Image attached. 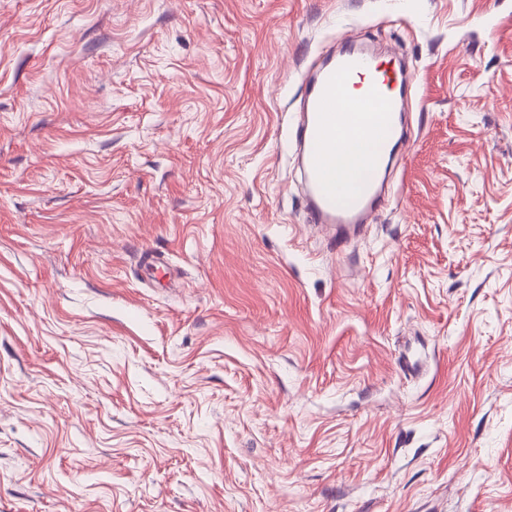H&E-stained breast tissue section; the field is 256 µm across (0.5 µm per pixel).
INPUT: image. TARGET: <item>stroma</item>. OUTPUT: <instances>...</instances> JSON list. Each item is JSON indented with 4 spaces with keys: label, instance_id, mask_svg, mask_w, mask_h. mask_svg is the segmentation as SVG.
<instances>
[{
    "label": "stroma",
    "instance_id": "35a3bbf8",
    "mask_svg": "<svg viewBox=\"0 0 512 512\" xmlns=\"http://www.w3.org/2000/svg\"><path fill=\"white\" fill-rule=\"evenodd\" d=\"M347 39L411 138L338 252ZM0 512H512V0H0ZM377 61L368 48L343 42L321 62L299 113L295 145L307 220L332 230L337 249L368 225L388 191L390 153L406 141L398 99L409 75L400 65L383 68ZM350 87L361 89L360 101L350 98ZM364 106L370 112H362ZM368 138L379 139L388 158L362 153ZM337 145L360 154L358 161L336 166Z\"/></svg>",
    "mask_w": 512,
    "mask_h": 512
}]
</instances>
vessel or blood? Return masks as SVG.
I'll list each match as a JSON object with an SVG mask.
<instances>
[{"label":"vessel or blood","mask_w":512,"mask_h":512,"mask_svg":"<svg viewBox=\"0 0 512 512\" xmlns=\"http://www.w3.org/2000/svg\"><path fill=\"white\" fill-rule=\"evenodd\" d=\"M409 83L402 67L381 66L368 48L346 41L326 55L310 85L295 141L305 209L336 246L367 226L388 190L387 154L406 140L398 100ZM354 87L360 100L349 96ZM368 138L380 140L384 155L361 153Z\"/></svg>","instance_id":"b4317fda"}]
</instances>
